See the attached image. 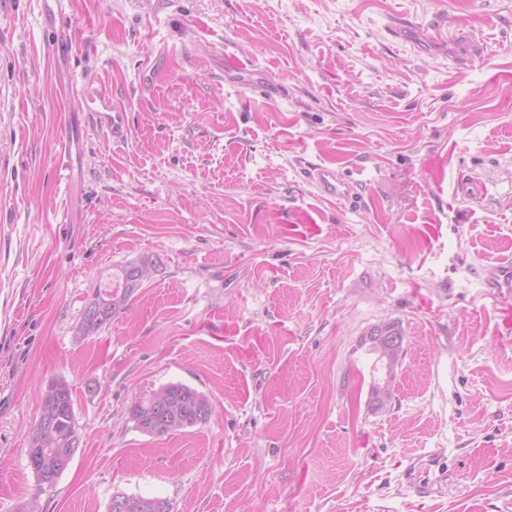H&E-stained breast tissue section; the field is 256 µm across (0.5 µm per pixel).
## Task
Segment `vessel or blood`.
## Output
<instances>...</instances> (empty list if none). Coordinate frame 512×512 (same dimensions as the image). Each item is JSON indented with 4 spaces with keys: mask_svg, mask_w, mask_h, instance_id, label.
<instances>
[{
    "mask_svg": "<svg viewBox=\"0 0 512 512\" xmlns=\"http://www.w3.org/2000/svg\"><path fill=\"white\" fill-rule=\"evenodd\" d=\"M47 31V50L52 58L60 56V34L71 31V24L64 7V0H42ZM65 98H78V105L69 107L57 141V157L61 171H69L75 160L81 158L85 143L84 101L95 103V113L100 126L105 127L113 139L124 140L129 135L122 111L113 104L106 91L90 81L64 82L61 86ZM309 178L321 196L347 201L354 198L356 188L352 181L339 175L335 168L317 164L311 167ZM486 286L497 294L512 292V258L501 259L486 274Z\"/></svg>",
    "mask_w": 512,
    "mask_h": 512,
    "instance_id": "b4317fda",
    "label": "vessel or blood"
}]
</instances>
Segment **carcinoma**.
<instances>
[{
	"label": "carcinoma",
	"instance_id": "cac0c4a2",
	"mask_svg": "<svg viewBox=\"0 0 512 512\" xmlns=\"http://www.w3.org/2000/svg\"><path fill=\"white\" fill-rule=\"evenodd\" d=\"M130 264L139 268V282L131 290L124 291L122 270L113 273L112 289L123 292L121 302L105 304L94 320L82 314L75 330L76 339L84 340L99 335L134 292L142 287L144 281L150 279L155 268V261L150 257L132 260ZM211 412L212 404L205 394L181 383H171L149 392L138 398L130 409L136 428L151 436H164L203 423ZM40 416L49 418L50 426L39 434L36 433V427L30 428L26 455L37 462L33 469L37 482L52 486L64 473L61 460L72 461L77 452L73 445L80 444L69 382L64 379L55 380L42 392ZM124 499L125 512H172V505L165 499L127 494Z\"/></svg>",
	"mask_w": 512,
	"mask_h": 512
}]
</instances>
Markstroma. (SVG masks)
<instances>
[{"label": "stroma", "instance_id": "1", "mask_svg": "<svg viewBox=\"0 0 512 512\" xmlns=\"http://www.w3.org/2000/svg\"><path fill=\"white\" fill-rule=\"evenodd\" d=\"M67 62L125 114L86 116L72 183L41 0H0V512H512V0H66ZM411 24L406 39L391 20ZM444 22L452 44L425 41ZM359 185L320 197L307 168ZM479 181L459 195L461 176ZM72 215L57 227L56 216ZM156 270L98 336L117 266ZM401 323L392 399L364 339ZM81 445L38 485L26 436L51 381ZM182 383L206 422L129 410ZM436 461H429L431 452ZM429 463L431 496L404 471ZM155 261L150 257H142L136 260L129 261L124 265L119 266L117 272L112 273V291L120 292L123 284V274L122 269L126 265H134L137 266L140 270V280L135 284V287L131 289V291L124 290L123 297L120 303L112 304L107 303V299L103 297V309L99 310V313L96 315L97 320H88V316L86 314V306L83 310L80 322L75 330V338L77 340H84L92 336H97L99 333L105 329L111 322L112 317L126 305L127 301L132 297V295L141 288L144 281L150 279L153 269L155 268ZM486 287L496 294H510L512 291V258L501 259L486 274ZM162 402L159 406L155 401ZM155 407L162 411L157 413ZM212 412L209 398L194 388L171 383L139 397L130 409L136 428L151 436H164L206 422ZM119 496L124 497L125 499V512H158V510L151 507L156 503L165 505V508L161 509L160 512H172V505L170 504L169 501L165 499L147 498L142 496L127 495L121 493L119 494Z\"/></svg>", "mask_w": 512, "mask_h": 512}]
</instances>
